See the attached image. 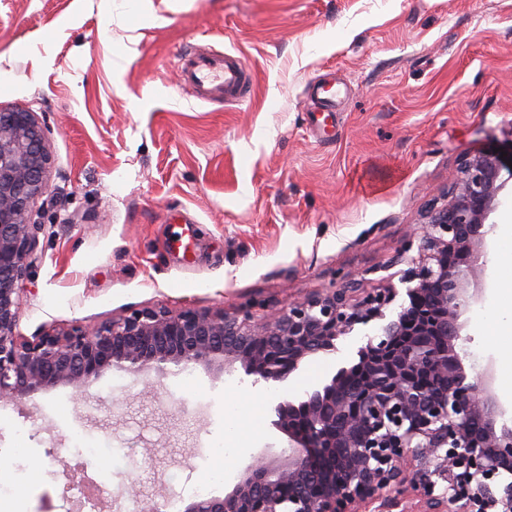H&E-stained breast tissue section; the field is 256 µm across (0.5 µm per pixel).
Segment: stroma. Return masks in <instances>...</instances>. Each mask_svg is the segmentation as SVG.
<instances>
[{
    "instance_id": "35a3bbf8",
    "label": "stroma",
    "mask_w": 512,
    "mask_h": 512,
    "mask_svg": "<svg viewBox=\"0 0 512 512\" xmlns=\"http://www.w3.org/2000/svg\"><path fill=\"white\" fill-rule=\"evenodd\" d=\"M193 47L241 55L251 97L183 88L175 62ZM315 81L335 84V111H313ZM15 106L44 119L52 155L20 335L134 308L284 307L349 281L369 291L399 275L460 158L512 148V0H0V107ZM486 266L460 346L501 398L512 368L479 323L512 240L488 239ZM373 333L356 326L271 385L197 365L190 388L176 369L115 371L79 395L0 403L6 471L27 478L26 512H70L78 478L124 507L132 487L187 504L225 401L254 399L244 447L283 448L276 403L329 384ZM78 435L110 455L84 461Z\"/></svg>"
}]
</instances>
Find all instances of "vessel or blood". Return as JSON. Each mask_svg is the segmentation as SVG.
Segmentation results:
<instances>
[{
	"instance_id": "vessel-or-blood-1",
	"label": "vessel or blood",
	"mask_w": 512,
	"mask_h": 512,
	"mask_svg": "<svg viewBox=\"0 0 512 512\" xmlns=\"http://www.w3.org/2000/svg\"><path fill=\"white\" fill-rule=\"evenodd\" d=\"M177 68L185 87L198 99L241 103L251 96L250 74L245 60L225 52H193L180 55Z\"/></svg>"
}]
</instances>
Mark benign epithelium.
Masks as SVG:
<instances>
[{"instance_id":"7a95c632","label":"benign epithelium","mask_w":512,"mask_h":512,"mask_svg":"<svg viewBox=\"0 0 512 512\" xmlns=\"http://www.w3.org/2000/svg\"><path fill=\"white\" fill-rule=\"evenodd\" d=\"M44 121L25 108H0V402L58 386L76 390L114 369L133 373L240 364L252 384L282 382L308 356L333 351L355 325L380 321L359 361L307 400L276 404L273 426L288 438L280 453L251 456L222 496L183 512H360L392 490H412L416 512H512V425L490 376L469 375L458 342L461 318L479 299L488 219L502 189L506 157L476 152L430 200L408 303L388 307L397 288L362 296L346 284L300 297L274 313L142 308L97 325L74 324L30 338L18 334L23 281L36 259L35 201L49 188Z\"/></svg>"}]
</instances>
